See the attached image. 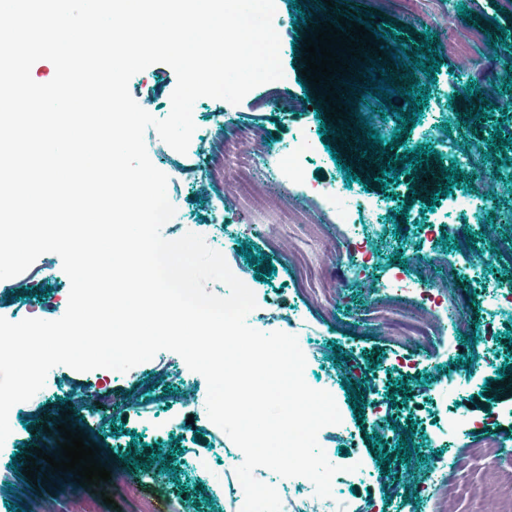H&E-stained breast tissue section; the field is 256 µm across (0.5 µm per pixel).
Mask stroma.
<instances>
[{
	"label": "stroma",
	"mask_w": 512,
	"mask_h": 512,
	"mask_svg": "<svg viewBox=\"0 0 512 512\" xmlns=\"http://www.w3.org/2000/svg\"><path fill=\"white\" fill-rule=\"evenodd\" d=\"M469 16H461L460 7ZM301 10L307 24L295 25L293 12ZM356 12L372 27L392 22L394 33L377 39L385 59L380 62L391 74L395 87H409L419 80L430 96L423 113L409 125L406 143L390 148L399 123L394 113L376 112L377 97L363 99L371 82L365 75L369 62L351 59L348 77L335 88L345 107L347 122L366 118L383 142L375 153L395 159L402 175L398 182L381 186L372 169L338 144L321 126H333L325 117L323 99L310 95L305 84L295 37H306L311 26L336 21ZM280 41L281 80L250 91L239 104L202 98L193 107L196 129L187 153L166 144L155 129L144 134L153 165L168 177L167 187L176 213L163 225L161 235L175 240L186 232L202 235L221 251L229 269L255 294L258 309L278 305L295 314L297 330L314 340L308 367L312 375L330 374L331 394L342 425H329L318 434L329 461L346 467L362 460L370 471L369 485L344 492L351 512H436V501L425 499L420 487L435 458H445L441 478L450 485H466L471 499L449 498L446 512H499L502 499L512 498V402L493 404L482 395L485 381L494 374L512 375V311L495 301L497 286L512 280V254L499 250L512 239V119L497 109L507 83L504 60L512 48L501 38H512V0H279L275 19ZM490 33L498 53L485 50L461 55L450 52V37L470 32ZM432 39L440 58L435 79L409 67L421 53L418 45ZM404 48L403 60L393 59L395 48ZM475 93L464 98L466 84ZM176 86L174 70L156 63L134 75L129 92L134 100H147L150 114L166 118ZM303 102L298 112H280L276 102ZM484 118H477V111ZM249 126L252 138L240 144L233 157L224 155V138L238 125ZM507 143L494 147V131ZM308 133L317 156L306 169V178L320 194L300 195L273 172L276 153L295 132ZM430 146L435 159L409 166L408 150ZM475 152L484 156L480 169L465 168L466 179L479 185L475 209L458 213L448 208L447 197L430 205L429 192L445 182L451 161ZM251 164L256 190L277 196L284 206L302 212L307 224L287 227L273 218L246 216L244 203L229 189L240 167ZM365 181L368 197L380 204L365 216L359 234L349 225L335 223L326 189L343 183L346 173ZM238 225L237 233L225 234L226 225ZM454 225L455 235L443 228ZM258 260L248 263L244 254ZM306 253L324 268L332 282L329 294L310 299L296 282L293 256ZM451 255L460 275L449 282L445 306L422 310L423 319L434 325L429 345L419 347L391 335L378 321L376 305L387 301L382 283L400 275L413 281L416 261L433 262ZM70 281L61 258L52 252L40 255L24 272L0 280V317L14 320L34 308L42 320L59 319L66 311ZM466 314L471 334L481 347L470 359L463 342L454 335L449 310ZM469 364L473 380L459 394V409L474 426L440 442L439 434L448 410L435 396L449 373ZM53 386L46 395L19 403L5 448L0 449V512H234L224 500L220 463L230 439L221 429L206 430L189 422L185 399L202 402L208 395L204 377L191 371L183 358L170 351L134 366L132 375H104L102 370L78 372L66 366L50 373ZM106 393L111 404L89 417L75 412L74 399ZM359 405H352V397ZM70 419L100 447L112 477L98 493L76 488L72 473L47 474L33 484L23 473L31 448L54 453L60 439L56 424ZM502 434L504 451L484 447L485 427ZM379 435L382 446L371 437ZM409 441L410 461L397 454L399 441ZM112 496L114 506L103 502Z\"/></svg>",
	"instance_id": "stroma-1"
}]
</instances>
